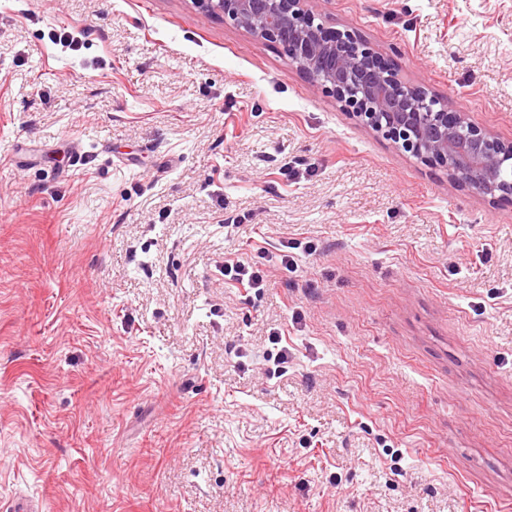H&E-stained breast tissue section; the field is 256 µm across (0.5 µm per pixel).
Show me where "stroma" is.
I'll use <instances>...</instances> for the list:
<instances>
[{
  "label": "stroma",
  "mask_w": 512,
  "mask_h": 512,
  "mask_svg": "<svg viewBox=\"0 0 512 512\" xmlns=\"http://www.w3.org/2000/svg\"><path fill=\"white\" fill-rule=\"evenodd\" d=\"M306 7L512 142V0ZM237 256L269 288L225 283ZM19 493L512 512V202L192 0H0V502Z\"/></svg>",
  "instance_id": "35a3bbf8"
}]
</instances>
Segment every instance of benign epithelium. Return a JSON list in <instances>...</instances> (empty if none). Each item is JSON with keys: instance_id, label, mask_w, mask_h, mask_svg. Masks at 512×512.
<instances>
[{"instance_id": "obj_1", "label": "benign epithelium", "mask_w": 512, "mask_h": 512, "mask_svg": "<svg viewBox=\"0 0 512 512\" xmlns=\"http://www.w3.org/2000/svg\"><path fill=\"white\" fill-rule=\"evenodd\" d=\"M306 0H193L253 37L277 43L316 87L414 158L435 164L478 194L512 196V142L474 124L467 113L435 102L401 79L395 65L356 34L315 22Z\"/></svg>"}]
</instances>
